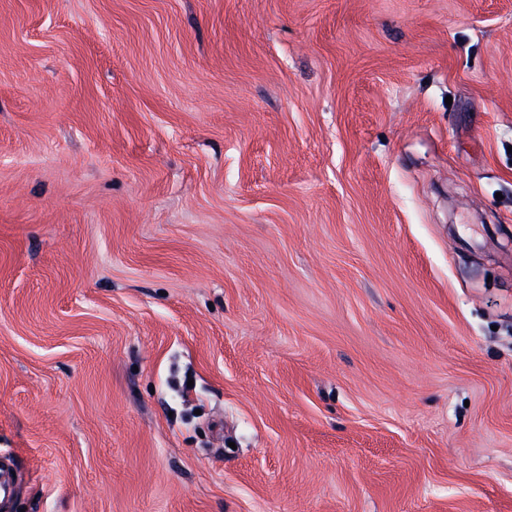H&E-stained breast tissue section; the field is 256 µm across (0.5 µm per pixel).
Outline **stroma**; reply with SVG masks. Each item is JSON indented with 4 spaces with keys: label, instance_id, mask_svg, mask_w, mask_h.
<instances>
[{
    "label": "stroma",
    "instance_id": "obj_1",
    "mask_svg": "<svg viewBox=\"0 0 512 512\" xmlns=\"http://www.w3.org/2000/svg\"><path fill=\"white\" fill-rule=\"evenodd\" d=\"M10 512H512V0H0Z\"/></svg>",
    "mask_w": 512,
    "mask_h": 512
}]
</instances>
